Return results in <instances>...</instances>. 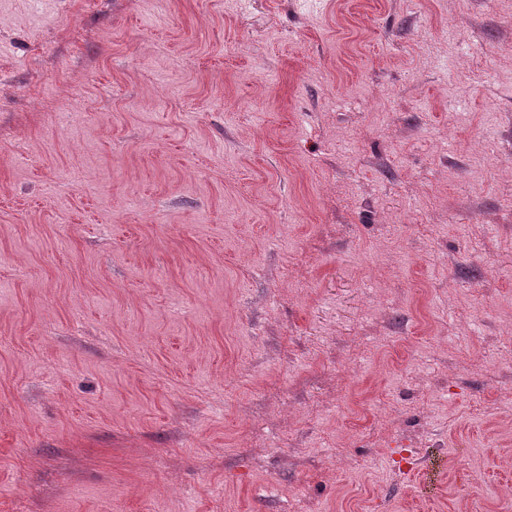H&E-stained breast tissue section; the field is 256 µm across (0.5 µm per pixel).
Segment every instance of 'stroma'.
I'll return each instance as SVG.
<instances>
[{
  "label": "stroma",
  "instance_id": "obj_1",
  "mask_svg": "<svg viewBox=\"0 0 512 512\" xmlns=\"http://www.w3.org/2000/svg\"><path fill=\"white\" fill-rule=\"evenodd\" d=\"M0 512H512V0H0Z\"/></svg>",
  "mask_w": 512,
  "mask_h": 512
}]
</instances>
